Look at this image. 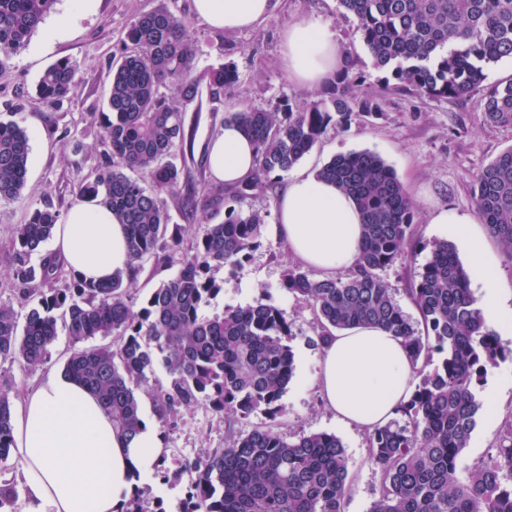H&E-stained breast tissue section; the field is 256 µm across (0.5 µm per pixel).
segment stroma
Segmentation results:
<instances>
[{"mask_svg": "<svg viewBox=\"0 0 512 512\" xmlns=\"http://www.w3.org/2000/svg\"><path fill=\"white\" fill-rule=\"evenodd\" d=\"M158 0H95L92 11H84L78 0H58L52 12L33 34L29 44L0 70V120H14L31 131L32 162L20 196L0 203V299L18 302L10 278V259L5 248L15 225L43 199H51L60 213L76 202L82 180L101 158L97 117L105 111L111 75L109 65L121 48L125 28L140 13L153 9ZM171 10L197 39L198 69L232 63L238 69V83L225 89L219 99L202 93L188 104L186 120L196 121L193 161L187 162L184 177L203 184L210 177L203 163L209 138L223 125L225 113L247 105L274 110L297 100L320 99L317 87L291 82L280 61L281 32L291 22L315 18L335 30L349 67L358 75L357 94H380L377 115L353 116L346 128L328 127L316 146L299 162V169L317 172L333 156L371 151L380 155L396 172L414 203L418 246L415 253L398 257L383 277L393 298L412 323L420 315L406 288L427 261L435 242L455 243L448 225L433 224L430 212L447 208L449 215L474 214V178L503 151L512 147V126L491 128L483 123L480 92L454 101L431 99L399 90H382V74L373 61L353 22L336 16V0H283L281 8L256 27L237 33L210 29L193 12L191 0H169ZM76 60L77 90L74 100L50 107L35 92L43 70L56 60ZM288 175L241 200L243 209L265 215L260 245L243 268L229 267L217 272L222 291L205 307V314L247 306L260 296H269L287 315L291 324L288 340L295 354L294 377L281 403L284 417L269 421L262 414L239 423L241 432L275 424L290 435L330 433L343 443L349 457L351 487L346 512H368L380 487V470L368 450V431L337 421L323 403L318 381L322 370L321 352L312 343L316 335L314 315L282 286L286 268L294 265L287 245L272 235L275 203ZM69 355L68 338L59 334L44 367L28 370L18 364H0V389L18 398L23 389L37 384L47 371L63 370ZM481 400H495L496 413L480 411L462 466L482 461L499 441L505 418L512 414V361L490 368L480 392ZM224 420L201 406L178 413L173 426L160 431L163 444L178 458H193L202 448L224 445Z\"/></svg>", "mask_w": 512, "mask_h": 512, "instance_id": "stroma-1", "label": "stroma"}]
</instances>
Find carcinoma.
<instances>
[{"label":"carcinoma","mask_w":512,"mask_h":512,"mask_svg":"<svg viewBox=\"0 0 512 512\" xmlns=\"http://www.w3.org/2000/svg\"><path fill=\"white\" fill-rule=\"evenodd\" d=\"M56 0H0V69L24 49ZM338 17L357 24L377 69L382 90L407 89L433 99H459L481 89L480 112L491 127L512 125V78L487 82L489 71L512 59V0H337ZM121 57L112 70L107 111L100 129L106 146L95 174L77 196L112 210L126 225L129 265L105 284L90 283L44 251L60 212L46 198L7 245L12 280L30 302L24 313L0 301V362L25 369L46 364L63 325L71 352L65 374L93 392L112 425L126 437L140 432L139 387L161 357L169 381L156 397L157 419L168 425L180 410L200 405L225 422L222 448H202L191 461L175 460L174 475L191 476L180 512H346L349 458L332 434L290 436L271 426L236 431L254 413L285 414L280 400L294 371L285 312L258 298L245 307L203 313L222 286L214 271L240 268L260 234L259 211L231 206L259 185L297 165L331 124L346 128L356 113L375 114V95L350 91V69L326 84L324 98L284 112L249 106L233 114L257 150L248 182L225 190L182 182L169 161L194 149L195 128L176 104L191 103L205 86L214 96L239 81L222 64L196 68L197 46L167 0L127 27ZM76 61L49 65L36 85L54 105L76 93ZM31 163L26 127L0 120V203L16 198ZM147 175L151 187L130 177ZM317 175L336 182L365 216L356 267L346 277L315 279L288 269L283 287L313 311V345L333 331L376 325L402 337L418 364L414 391L397 416L368 432L380 468L377 497L368 512H512V416L488 462L460 478L457 460L468 447L480 409L479 388L489 368L512 349L502 347L474 307L470 275L453 245H434L411 283L409 295L423 329L395 303L381 272L413 241L414 204L394 169L371 151L338 154ZM181 198L191 213L224 202V220L205 224L183 248L185 228L169 223L167 198ZM474 202L489 233L512 252V148L481 169ZM181 253L178 271L161 281L135 309L138 276L146 259L164 271ZM39 262L31 263L32 257ZM64 280V287L53 284ZM95 336L112 343L86 347ZM440 356L434 360V356ZM13 405L0 392V466L8 468L13 445ZM14 481L0 480V512H17Z\"/></svg>","instance_id":"obj_1"}]
</instances>
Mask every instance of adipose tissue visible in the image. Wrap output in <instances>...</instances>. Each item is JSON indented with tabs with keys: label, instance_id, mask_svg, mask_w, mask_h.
<instances>
[{
	"label": "adipose tissue",
	"instance_id": "obj_1",
	"mask_svg": "<svg viewBox=\"0 0 512 512\" xmlns=\"http://www.w3.org/2000/svg\"><path fill=\"white\" fill-rule=\"evenodd\" d=\"M281 0H193L197 16L227 33L258 25ZM282 63L291 80L325 83L345 58L329 26L304 19L284 27ZM205 163L214 184L228 188L256 172V149L233 119L211 137ZM479 215L462 217L456 233L480 286L477 306L500 335H512V308L503 306L485 243L472 229ZM363 215L354 199L314 174L294 176L277 200L273 233L303 265L332 276L355 265ZM53 250L84 279L104 281L128 263L127 230L110 209L86 199L56 228ZM323 401L338 421L384 425L413 390L414 369L401 337L362 325L335 334L323 350ZM15 458L26 489L24 512H124L139 483L152 478L164 452L156 422L123 437L95 396L51 371L13 404Z\"/></svg>",
	"mask_w": 512,
	"mask_h": 512
}]
</instances>
